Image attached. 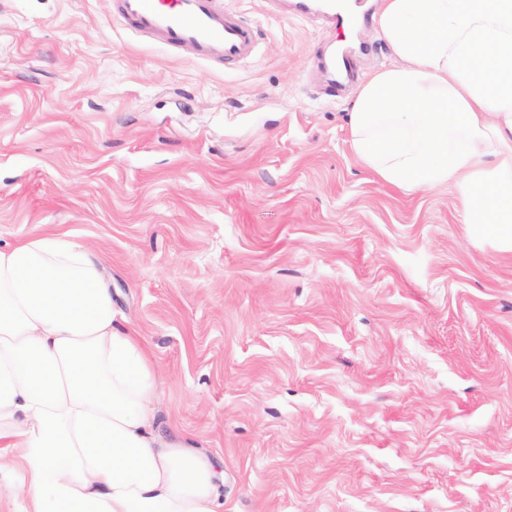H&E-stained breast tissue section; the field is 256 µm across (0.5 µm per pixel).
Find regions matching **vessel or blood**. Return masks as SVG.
Returning a JSON list of instances; mask_svg holds the SVG:
<instances>
[{"label": "vessel or blood", "mask_w": 512, "mask_h": 512, "mask_svg": "<svg viewBox=\"0 0 512 512\" xmlns=\"http://www.w3.org/2000/svg\"><path fill=\"white\" fill-rule=\"evenodd\" d=\"M115 16L140 38L192 47L205 63L246 60L256 50L254 26L221 0H115Z\"/></svg>", "instance_id": "b4317fda"}]
</instances>
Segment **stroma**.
<instances>
[{"instance_id": "1", "label": "stroma", "mask_w": 512, "mask_h": 512, "mask_svg": "<svg viewBox=\"0 0 512 512\" xmlns=\"http://www.w3.org/2000/svg\"><path fill=\"white\" fill-rule=\"evenodd\" d=\"M224 6L257 29L245 62L139 41L114 0H0V246L99 256L222 512H512V253L453 186L357 159L358 87L395 63L372 21ZM334 47L357 50L337 97Z\"/></svg>"}]
</instances>
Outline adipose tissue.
I'll list each match as a JSON object with an SVG mask.
<instances>
[{"mask_svg": "<svg viewBox=\"0 0 512 512\" xmlns=\"http://www.w3.org/2000/svg\"><path fill=\"white\" fill-rule=\"evenodd\" d=\"M375 25L396 64L360 85L357 158L407 193L453 185L469 233L512 252V0H383ZM158 385L82 243L0 247V473L28 472L25 512H218L213 462L156 424Z\"/></svg>", "mask_w": 512, "mask_h": 512, "instance_id": "1", "label": "adipose tissue"}]
</instances>
